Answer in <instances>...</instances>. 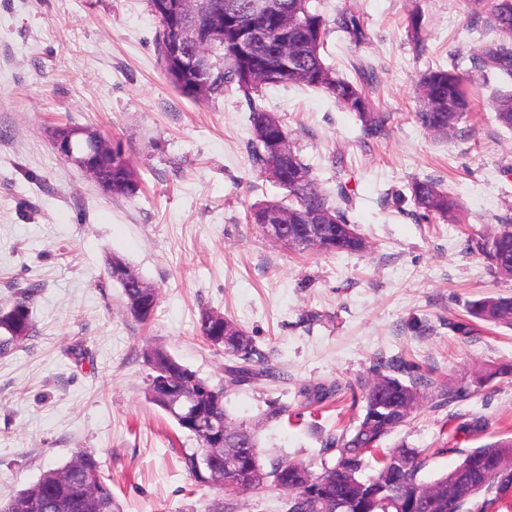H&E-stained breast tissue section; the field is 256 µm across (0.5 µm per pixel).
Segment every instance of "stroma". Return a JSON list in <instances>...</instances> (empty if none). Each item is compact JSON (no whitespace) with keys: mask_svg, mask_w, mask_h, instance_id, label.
Returning a JSON list of instances; mask_svg holds the SVG:
<instances>
[{"mask_svg":"<svg viewBox=\"0 0 512 512\" xmlns=\"http://www.w3.org/2000/svg\"><path fill=\"white\" fill-rule=\"evenodd\" d=\"M326 17L351 8L369 39L331 33L325 59L351 77L373 69L365 93L386 113V134L363 143L355 114L322 92L281 85L263 104L291 130L319 188L344 181L349 212L370 248L360 254L294 252L247 223L249 207L282 191L255 171L248 106L239 93L194 101L170 84L148 0H0V307L16 285L39 282L35 333L0 356V499L47 465L92 451L123 512H207L222 497L194 482L182 458L196 439L145 397L148 349L167 350L212 384L232 360L195 333L203 310L241 325L282 373L232 389L228 408L259 436L264 467L334 464L326 437L350 410L333 406L270 421L277 402L304 386L358 385L378 359L409 378L467 386L480 397L449 410L422 403L384 442L425 450L430 482L463 453L512 436V330L485 328L472 302L512 290L479 255L473 232L512 217V131L494 119L501 84L473 71L492 38L468 24L466 0H316ZM424 18L416 52L406 17ZM462 57L475 110L445 140L418 124L419 72ZM98 131L140 175L132 197L103 194L57 154L51 126ZM340 166H333V159ZM431 179L455 197L454 221L424 218L409 185ZM125 258L158 293L140 323L105 258ZM489 422L479 435L474 418Z\"/></svg>","mask_w":512,"mask_h":512,"instance_id":"obj_1","label":"stroma"}]
</instances>
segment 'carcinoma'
I'll return each mask as SVG.
<instances>
[{
    "label": "carcinoma",
    "instance_id": "carcinoma-1",
    "mask_svg": "<svg viewBox=\"0 0 512 512\" xmlns=\"http://www.w3.org/2000/svg\"><path fill=\"white\" fill-rule=\"evenodd\" d=\"M157 18L160 32L158 52L168 79L183 96L194 100L209 99L224 94L229 88L242 93L251 111L252 137L248 141L253 167L268 176V164L274 159L273 137L290 136L288 125L276 114L267 111L255 94L262 88L296 85L317 89L334 100L346 112L356 113L362 122L363 142L384 134L385 119L371 110L363 84L372 75L360 68L358 79L336 74L323 55L327 38L332 32L343 34L359 46L369 40L366 25L359 15L348 8L338 10L327 20L313 5V0H275L276 11L254 19L248 10L249 0H218L235 9L236 25H224V45L215 50L211 68L201 76L178 72L171 62V46L176 39L162 5L174 0H148ZM470 23L493 31L496 38L472 58L473 65L484 75L504 82L512 81V9L504 13L502 0H468ZM288 12V29H283L280 13ZM255 25L260 37L254 50L242 55L238 50L236 29L243 22ZM407 30L416 45L423 43V19L414 10L407 17ZM271 73L273 80L263 85L252 83L247 74ZM207 84V94L196 92L197 81ZM419 109L415 120L425 129L445 138L461 132L459 124L472 111V95L468 75L453 62L450 66H429L418 77ZM495 120L512 130V91L494 99ZM275 184L287 191L288 202L262 200L255 203L247 217L259 224L274 210L288 211V223L293 225L294 240L286 243L290 249H316L325 253H362L368 249L365 238L349 236L355 229L348 216L349 201L343 187L331 194L320 189L311 167L293 147ZM139 190V177L124 158L121 168L112 167V195L133 196ZM414 205L424 216L443 221L454 219L458 210L456 199L439 188L431 179L415 180L410 186ZM466 250L477 252L489 262L494 273L512 280V219L501 222L491 231H481L467 241ZM40 291L37 283H27L16 289L13 303L0 308V355L8 353L34 336L32 309ZM471 314L494 326L512 328V295L483 298L471 305ZM223 314L204 310L196 331L213 346L237 360L227 369L226 385H213L195 371L161 348L145 353L150 365L146 396L154 405L165 409L169 384L176 381L193 383L195 398L184 416L170 415L176 425L192 431L187 424L194 416L207 425L227 422L226 440L243 450L233 468L224 467V447H215L212 440L200 432L194 434L198 450L183 457L185 470L199 483L219 486L230 497L258 495L271 482L285 494L282 512H501L509 507L502 496L512 486V437L501 438L473 448L452 470L431 482L435 502L421 506L415 493L424 484L420 478L426 466L422 451L401 445L382 447L383 441L405 425L413 409L430 401L437 410L451 406L464 397L481 395L484 382L471 387H456L445 381L413 379L406 383L400 375L405 364L399 360H380L373 365L371 376L360 382L362 414L336 428L325 440L324 450L336 452L333 466L323 467L317 475L301 462L282 461L265 473L255 433L244 423L231 418L227 408L228 392L233 387L257 377H278L280 373L265 361L264 353L242 328L224 335ZM339 384H318L297 392L294 404L317 410L338 397ZM377 463L375 473L364 477L368 458ZM101 489L105 505H96L90 486ZM0 512H122L112 498V486L101 474V463L85 449H77L62 466L49 467L37 481L17 490L0 502Z\"/></svg>",
    "mask_w": 512,
    "mask_h": 512
}]
</instances>
